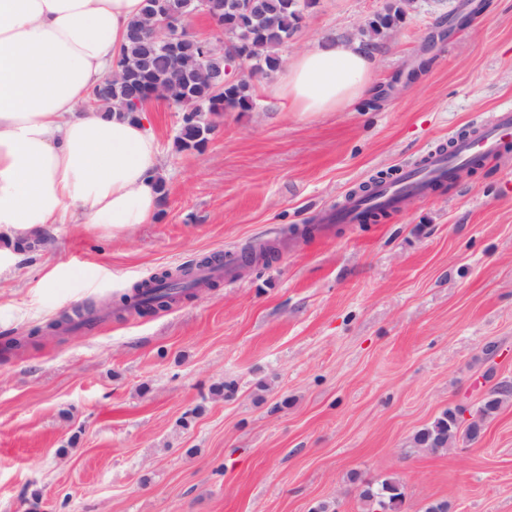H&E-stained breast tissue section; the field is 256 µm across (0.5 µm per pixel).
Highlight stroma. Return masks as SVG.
<instances>
[{
    "label": "stroma",
    "instance_id": "stroma-1",
    "mask_svg": "<svg viewBox=\"0 0 512 512\" xmlns=\"http://www.w3.org/2000/svg\"><path fill=\"white\" fill-rule=\"evenodd\" d=\"M482 2L413 0L376 40L370 96L342 111L294 112L259 77L249 111L180 151V113L145 106L165 185L154 221L54 224L45 248L0 261V339H28L0 353V512H364L362 482L389 476L404 512H512V399L475 443H413L512 384V154L379 223L291 234L512 107V0ZM387 3L317 0L280 54L359 38ZM266 241L270 264L167 309L115 304ZM91 305L108 320L49 330Z\"/></svg>",
    "mask_w": 512,
    "mask_h": 512
}]
</instances>
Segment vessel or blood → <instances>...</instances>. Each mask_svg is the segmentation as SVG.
<instances>
[{"mask_svg": "<svg viewBox=\"0 0 512 512\" xmlns=\"http://www.w3.org/2000/svg\"><path fill=\"white\" fill-rule=\"evenodd\" d=\"M511 140L512 108L491 113L487 120L479 123L475 134L450 137L446 151L428 152L420 164L405 166L398 180L373 184L369 196L351 197L342 208L326 213L324 220L356 224L367 207L380 205L397 209L404 194L426 195L431 180L448 178L457 168L493 157Z\"/></svg>", "mask_w": 512, "mask_h": 512, "instance_id": "b4317fda", "label": "vessel or blood"}]
</instances>
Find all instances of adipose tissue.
<instances>
[{"label":"adipose tissue","instance_id":"ef3b65f1","mask_svg":"<svg viewBox=\"0 0 512 512\" xmlns=\"http://www.w3.org/2000/svg\"><path fill=\"white\" fill-rule=\"evenodd\" d=\"M143 0H0V235L50 225L122 231L159 207L160 152L143 115L88 112ZM375 51L328 38L280 72L294 111L351 107L371 90Z\"/></svg>","mask_w":512,"mask_h":512}]
</instances>
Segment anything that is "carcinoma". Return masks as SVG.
Listing matches in <instances>:
<instances>
[{"mask_svg": "<svg viewBox=\"0 0 512 512\" xmlns=\"http://www.w3.org/2000/svg\"><path fill=\"white\" fill-rule=\"evenodd\" d=\"M139 18L133 20L127 34V47L116 62L136 61L150 56L148 69L137 75L135 81L148 89L154 85L165 88V98L183 113L176 146L180 151L200 150L208 141L212 126L194 122V105L206 108L218 103L224 109L246 111L253 105V84L244 79L232 85L219 87L214 75L224 70V56L211 61L205 73L198 71L199 49L202 41L191 39L179 52H169L161 43L151 40L156 12L154 0H144ZM316 0H209L211 16L224 19V37L243 45L248 50L255 71L269 75L284 63L280 49L300 30L304 10ZM411 3L408 0H390L383 13L370 19L361 34L373 41L400 22ZM130 97L122 84L112 86V93L101 100L96 109L112 112L117 108L130 111ZM212 281L195 276L191 267L166 269L132 287L131 293L120 299L123 307L137 313L164 309L189 295L197 287ZM512 398V385L501 383L493 387L488 397L476 410L477 420L460 428L458 412L448 409L430 426L419 430L415 444L431 451H440L460 440L473 442L481 432V421L493 415L502 403ZM366 512H402L405 503L404 487L399 480L388 477L380 483H368L360 492Z\"/></svg>", "mask_w": 512, "mask_h": 512, "instance_id": "obj_1", "label": "carcinoma"}]
</instances>
